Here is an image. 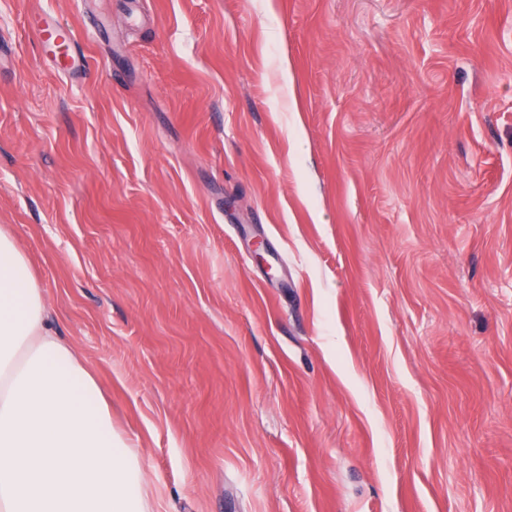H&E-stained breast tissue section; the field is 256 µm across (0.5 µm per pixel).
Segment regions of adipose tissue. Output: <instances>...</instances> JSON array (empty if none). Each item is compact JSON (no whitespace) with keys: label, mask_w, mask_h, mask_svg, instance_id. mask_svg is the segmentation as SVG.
<instances>
[{"label":"adipose tissue","mask_w":512,"mask_h":512,"mask_svg":"<svg viewBox=\"0 0 512 512\" xmlns=\"http://www.w3.org/2000/svg\"><path fill=\"white\" fill-rule=\"evenodd\" d=\"M147 485L93 366L56 336L29 259L0 227V512H150Z\"/></svg>","instance_id":"adipose-tissue-1"}]
</instances>
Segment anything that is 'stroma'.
Masks as SVG:
<instances>
[{"label":"stroma","mask_w":512,"mask_h":512,"mask_svg":"<svg viewBox=\"0 0 512 512\" xmlns=\"http://www.w3.org/2000/svg\"><path fill=\"white\" fill-rule=\"evenodd\" d=\"M1 225L151 512H512V0H0ZM65 41L67 42L66 58L63 60L66 68L73 75H82L86 71L87 64L85 62V54L83 50L76 48V37L72 29L68 30L67 33L58 26L52 19L45 21L44 25L38 29V37L40 41L46 43L53 41L59 35H66ZM74 47V49H73Z\"/></svg>","instance_id":"stroma-1"}]
</instances>
